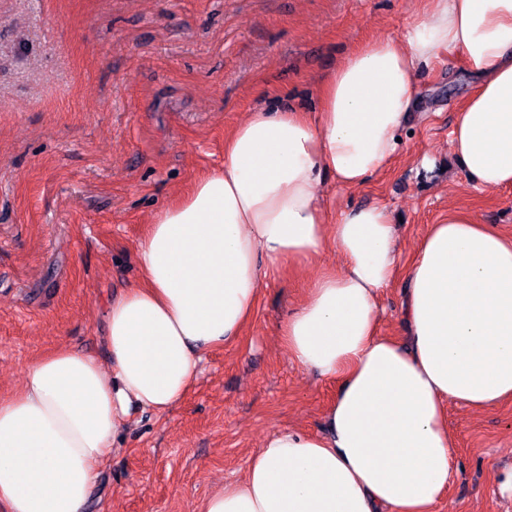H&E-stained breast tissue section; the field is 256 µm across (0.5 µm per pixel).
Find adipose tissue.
Segmentation results:
<instances>
[{
    "mask_svg": "<svg viewBox=\"0 0 512 512\" xmlns=\"http://www.w3.org/2000/svg\"><path fill=\"white\" fill-rule=\"evenodd\" d=\"M443 51L476 79L455 158L476 190L512 187V0H426L403 37L360 46L318 86L316 113L253 110L223 166L156 212L140 282L106 304L108 365L60 348L0 396V512H85L131 409L182 401L203 353L251 320L264 279L331 247L341 268L312 280L280 333L299 366L337 384L328 430L268 437L200 512H433L453 476L448 402L512 398V237L453 206L404 266L385 207L333 217L322 196L327 177L352 190L388 167L417 68ZM399 274L404 344L379 331V295Z\"/></svg>",
    "mask_w": 512,
    "mask_h": 512,
    "instance_id": "adipose-tissue-1",
    "label": "adipose tissue"
}]
</instances>
